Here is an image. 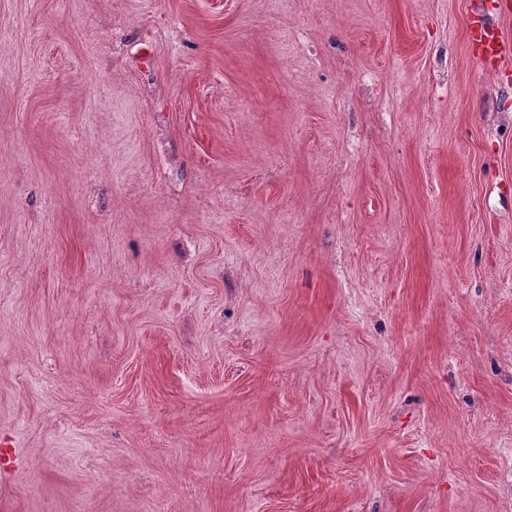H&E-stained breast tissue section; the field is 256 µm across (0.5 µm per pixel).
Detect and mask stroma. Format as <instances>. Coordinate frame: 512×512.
I'll list each match as a JSON object with an SVG mask.
<instances>
[{
	"label": "stroma",
	"instance_id": "obj_1",
	"mask_svg": "<svg viewBox=\"0 0 512 512\" xmlns=\"http://www.w3.org/2000/svg\"><path fill=\"white\" fill-rule=\"evenodd\" d=\"M1 448L0 512H512V0H0ZM478 24V35L475 36L484 60L494 61L502 52L501 35L495 29L484 25L481 20H474Z\"/></svg>",
	"mask_w": 512,
	"mask_h": 512
}]
</instances>
